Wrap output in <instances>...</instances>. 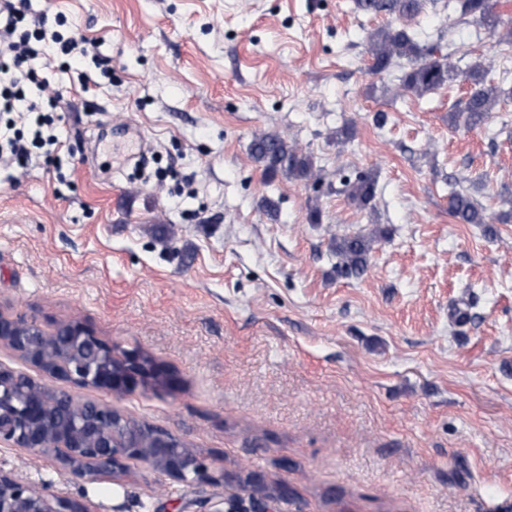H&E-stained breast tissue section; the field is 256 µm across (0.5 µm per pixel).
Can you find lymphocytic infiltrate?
<instances>
[{"label":"lymphocytic infiltrate","mask_w":512,"mask_h":512,"mask_svg":"<svg viewBox=\"0 0 512 512\" xmlns=\"http://www.w3.org/2000/svg\"><path fill=\"white\" fill-rule=\"evenodd\" d=\"M66 60L88 53L85 37L48 30L46 19L14 0L0 6V166L26 169L33 153L57 145L53 114L58 98L39 79L35 60L44 53Z\"/></svg>","instance_id":"obj_1"}]
</instances>
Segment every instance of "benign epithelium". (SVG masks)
<instances>
[{"instance_id":"7a95c632","label":"benign epithelium","mask_w":512,"mask_h":512,"mask_svg":"<svg viewBox=\"0 0 512 512\" xmlns=\"http://www.w3.org/2000/svg\"><path fill=\"white\" fill-rule=\"evenodd\" d=\"M67 339L51 346L43 342L47 332L34 319L0 315V342L49 376L78 387H93L109 393H128L142 386L147 377H165L158 365L137 351L116 355L111 344L99 339L79 321L57 324L54 332ZM98 350L87 367L71 366L58 358L77 354L85 345ZM20 372L0 364V445L50 452L61 471L76 479L97 481L123 474L130 461H141L154 471L188 485L214 481L206 457L167 431L140 427L118 410L57 391L56 407L71 412L79 405L85 414L64 430H45L49 415L46 385L17 386ZM253 492V512H265L264 485L246 480ZM0 512H91L87 504L54 496L23 484L0 471Z\"/></svg>"}]
</instances>
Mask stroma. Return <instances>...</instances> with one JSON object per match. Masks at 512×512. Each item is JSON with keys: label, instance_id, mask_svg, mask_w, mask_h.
<instances>
[{"label": "stroma", "instance_id": "obj_1", "mask_svg": "<svg viewBox=\"0 0 512 512\" xmlns=\"http://www.w3.org/2000/svg\"><path fill=\"white\" fill-rule=\"evenodd\" d=\"M29 2L95 48L35 63L62 95L60 161L0 170V314L79 320L165 367L166 387L77 394L168 431L215 480L132 461L92 482L1 446L0 469L94 512L247 510L252 476L288 485L269 512H512V223L448 210L454 180L512 209V97L467 130L449 123L467 82L398 95L407 61L366 66L390 17L356 0ZM410 28L456 72L512 68L459 0H427ZM262 132L310 154L322 186L265 177ZM360 172L377 175L364 209L344 186ZM377 226L367 274L338 277L332 238Z\"/></svg>", "mask_w": 512, "mask_h": 512}]
</instances>
